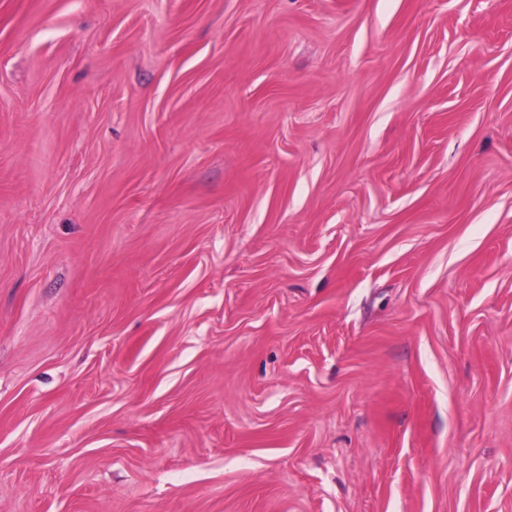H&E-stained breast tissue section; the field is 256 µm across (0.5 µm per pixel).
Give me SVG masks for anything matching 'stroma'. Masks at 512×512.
<instances>
[{
    "label": "stroma",
    "mask_w": 512,
    "mask_h": 512,
    "mask_svg": "<svg viewBox=\"0 0 512 512\" xmlns=\"http://www.w3.org/2000/svg\"><path fill=\"white\" fill-rule=\"evenodd\" d=\"M0 512H512V0H0Z\"/></svg>",
    "instance_id": "1"
}]
</instances>
